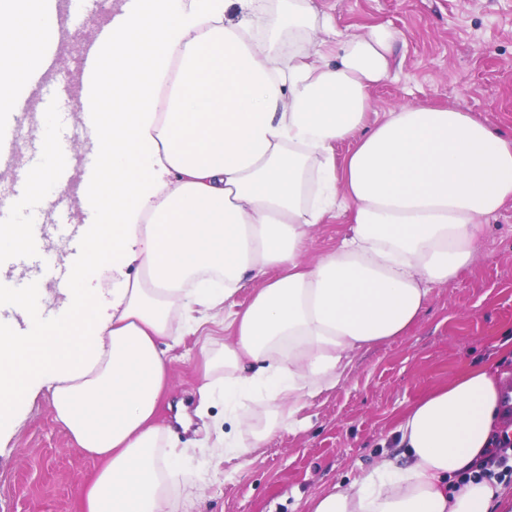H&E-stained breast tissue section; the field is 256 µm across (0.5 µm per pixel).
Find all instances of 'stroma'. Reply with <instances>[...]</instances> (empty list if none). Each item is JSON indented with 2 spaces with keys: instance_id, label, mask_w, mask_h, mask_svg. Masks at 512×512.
Instances as JSON below:
<instances>
[{
  "instance_id": "obj_1",
  "label": "stroma",
  "mask_w": 512,
  "mask_h": 512,
  "mask_svg": "<svg viewBox=\"0 0 512 512\" xmlns=\"http://www.w3.org/2000/svg\"><path fill=\"white\" fill-rule=\"evenodd\" d=\"M100 0L94 15L57 0L60 36L51 65L27 91L26 113L45 91L71 83L81 91V47L120 9ZM344 34L383 22L397 34L390 79L371 91L373 109L445 104L512 136V0H314ZM230 336L222 325L185 333L179 346L160 340L170 359L157 420L170 443L189 452L171 512L193 497L197 512H307V501L337 480L371 469L388 455L398 417L433 386L465 366L484 367L499 387L512 383V202L485 227L471 267L435 288L408 335L361 351L346 382L302 408L305 429L275 431L248 461L212 453L224 431V402L201 406L207 353ZM53 418L47 392L22 401L16 425L0 427V512H78L77 492L98 469Z\"/></svg>"
}]
</instances>
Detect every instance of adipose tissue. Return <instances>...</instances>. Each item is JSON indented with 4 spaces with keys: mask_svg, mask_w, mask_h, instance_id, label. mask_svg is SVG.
<instances>
[{
    "mask_svg": "<svg viewBox=\"0 0 512 512\" xmlns=\"http://www.w3.org/2000/svg\"><path fill=\"white\" fill-rule=\"evenodd\" d=\"M111 27L82 96L102 155L83 189L96 203L86 262L61 291L66 323L45 318L46 289L11 295L25 327L0 336V424L46 389L76 449L103 462L78 512H168L182 456L155 421L169 381L159 339L218 316L230 329L201 389L224 395V453L299 429L305 402L341 385L363 349L406 335L474 262L512 200V137L451 106L405 104L367 125L396 34L339 35L312 0H124ZM58 32L48 0H0L1 124L21 117L17 91L47 71L40 45ZM342 141L354 148L340 162ZM343 214L348 233L305 260L315 229ZM108 265L121 275L105 313L85 283ZM258 398L276 412L247 437L242 410ZM498 404L489 370H463L406 409L395 454L309 512H494L502 487L477 474Z\"/></svg>",
    "mask_w": 512,
    "mask_h": 512,
    "instance_id": "ef3b65f1",
    "label": "adipose tissue"
}]
</instances>
